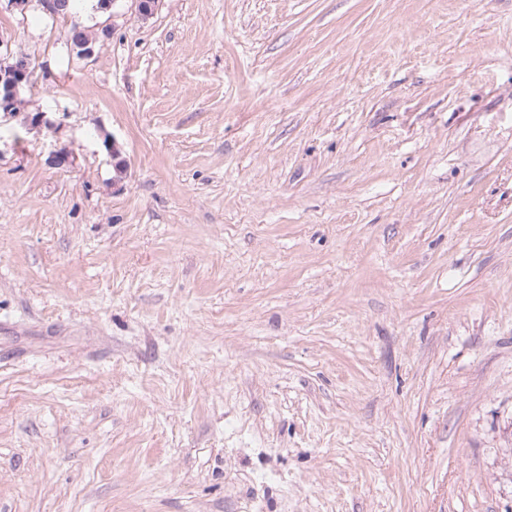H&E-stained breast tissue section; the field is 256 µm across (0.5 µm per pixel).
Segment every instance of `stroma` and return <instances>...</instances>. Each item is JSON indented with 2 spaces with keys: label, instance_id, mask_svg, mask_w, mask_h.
Instances as JSON below:
<instances>
[{
  "label": "stroma",
  "instance_id": "1",
  "mask_svg": "<svg viewBox=\"0 0 512 512\" xmlns=\"http://www.w3.org/2000/svg\"><path fill=\"white\" fill-rule=\"evenodd\" d=\"M6 54L0 512H512V0H0ZM22 58L25 60L27 72L23 65ZM18 57L14 63L9 64L12 71L11 79L5 84L4 88H0V98L3 95L4 103L0 100V107L6 108L9 104L17 105L21 99V91L27 86L26 75L29 81V77L34 68V62L27 57Z\"/></svg>",
  "mask_w": 512,
  "mask_h": 512
}]
</instances>
